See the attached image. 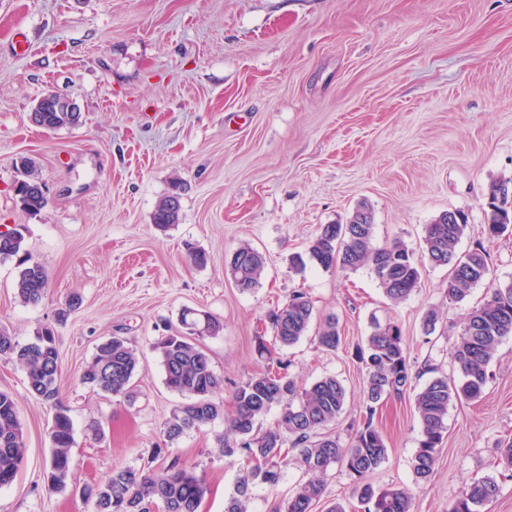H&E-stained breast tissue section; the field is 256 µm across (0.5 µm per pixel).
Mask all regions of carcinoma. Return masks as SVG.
Returning <instances> with one entry per match:
<instances>
[{"mask_svg": "<svg viewBox=\"0 0 512 512\" xmlns=\"http://www.w3.org/2000/svg\"><path fill=\"white\" fill-rule=\"evenodd\" d=\"M54 94L40 100L36 122L48 130H56L79 122L78 112H58L53 107ZM34 163L28 158L19 161L22 179L17 181L16 196L23 209L38 212L46 204L42 183L33 172ZM501 182L493 181L487 189L489 213L484 232L492 239L512 224V211L505 208L507 200L499 198ZM180 187L158 204L153 223L160 227L177 224L181 217ZM468 221L456 224L439 215L424 226L422 253L424 260L402 239L395 238L382 245L375 243L374 218L371 207L360 203L344 224H324L309 242V259L325 270L336 267L355 271L369 267L384 295L393 302L407 299L419 288L423 262L433 267L448 268L446 296L452 302L463 301L470 290L490 280L488 254L482 242L461 253L458 245L465 236ZM22 228L14 229L11 237L0 240V261L18 258L15 281L17 297L26 305L40 302L48 284L44 267L30 259L19 257L23 252ZM265 258L249 245L239 247L231 255L228 271L236 288L249 292L257 288L264 270ZM314 305L302 290L293 291L287 302L268 314L272 341L260 336L258 355L277 365L276 371L256 373L235 386L231 394L232 410L224 412V401L215 400L223 380L214 372L210 355L200 340L216 336L222 324L207 313L186 310L181 322L189 329L185 335L164 336L155 343V350L165 374V384L184 398L164 424L166 437L174 441L186 431L199 429L219 419L224 420L222 452L231 457H246L250 467L239 478L224 512H249L250 487L256 483L269 487L281 481L282 447L286 438L298 449L299 466L309 474L279 512H312L320 500L324 484L321 476L338 463L356 483L364 512H411V502L405 490L396 487L376 488L368 477L388 458L386 442L374 425L377 407L385 400L401 397L413 386L417 375L406 352L400 327L391 321L371 318V333L362 344L353 347V355L365 373V411L361 421L351 426L348 442L330 432L343 412L346 390L334 376H324L308 388H301L287 373L288 365L274 357L276 348L298 343L308 332ZM512 338V282L490 284L482 304L468 310L463 328L450 350L458 379L438 368L416 396L415 410L421 425V438L413 459L416 478L428 479L435 470L439 447L446 430L448 411L456 402L481 398L493 378L490 370L499 346ZM321 347L335 351L342 338L334 319L327 320L318 334ZM0 355L12 356L26 373L30 392L52 405L55 416L50 428L54 448L49 462L51 490L63 489L70 477V448L73 444V424L69 409L60 399L58 383V350L53 332L46 328L29 343L17 342L0 330ZM138 360L127 342L111 336L101 341L96 354L81 376V382L108 395L124 394L137 370ZM282 409L280 423L263 432L255 430L259 417L272 406ZM25 453L23 426L18 417L13 394L0 390V487L16 477ZM207 492L196 466L178 458L155 469L117 466L108 477L85 487L86 499L93 502L94 512H144L145 505L157 501L165 512H198ZM499 492L497 480L485 476L465 485L450 504L448 512H480Z\"/></svg>", "mask_w": 512, "mask_h": 512, "instance_id": "obj_1", "label": "carcinoma"}]
</instances>
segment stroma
<instances>
[{
    "instance_id": "1",
    "label": "stroma",
    "mask_w": 512,
    "mask_h": 512,
    "mask_svg": "<svg viewBox=\"0 0 512 512\" xmlns=\"http://www.w3.org/2000/svg\"><path fill=\"white\" fill-rule=\"evenodd\" d=\"M48 92L74 100L80 123L36 126L32 109ZM22 157L44 185L36 214L14 191ZM176 179L181 219L163 230L152 214ZM494 180L512 181V0H0V225L25 226V247L48 275L42 300L26 306L15 261L0 262V328L22 344L53 329L74 437L69 482L49 491L53 409L0 357V389L13 393L26 441L0 512H93L86 486L113 467L146 466L158 448L204 479L199 512H224L245 462L223 455V421L172 442L164 434L182 398L167 389L154 345L186 308L224 326L203 344L228 396L266 366L255 339L270 333L268 311L306 291L313 327L335 318L346 346L327 351L310 334L281 355L302 385L342 382L343 438L363 413L365 375L349 349L369 335L370 317L400 327L414 368L431 362L455 376L450 346L486 284L451 302L447 269L427 266L418 290L394 304L368 268L310 261L299 273L291 258L361 202L373 210L376 243L399 237L415 249L425 224L459 210L469 224L459 250L482 242L493 278L512 281V227L480 234ZM246 243L265 257L250 292L225 271ZM193 248L206 265L192 263ZM432 307L441 318L428 333ZM112 335L139 360L128 394L113 397L80 381ZM491 370L479 401L449 409L426 482L413 473L414 390L384 404L375 424L389 452L371 483L406 489L412 512H448L467 483L489 475L499 493L482 512H512V469L498 450L512 439V340ZM288 456L277 487L253 485L251 512H273L305 481L296 450ZM323 481L312 512L357 507L340 465Z\"/></svg>"
}]
</instances>
